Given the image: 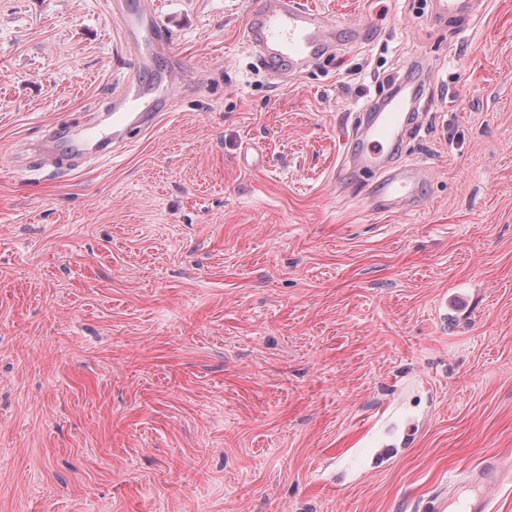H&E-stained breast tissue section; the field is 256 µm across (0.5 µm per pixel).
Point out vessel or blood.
<instances>
[{
    "mask_svg": "<svg viewBox=\"0 0 512 512\" xmlns=\"http://www.w3.org/2000/svg\"><path fill=\"white\" fill-rule=\"evenodd\" d=\"M482 8L483 0H432V16L439 23L475 18ZM119 13L126 34L141 36L143 42L134 66L124 74L119 91L105 106L110 124L103 129L93 121H85L64 146L59 143L58 132H50L37 145L39 154L61 163L84 157L110 158L157 122L158 105L147 101L148 91L137 74L145 70L149 57L168 54V38L153 11L123 7ZM244 35L268 71L299 73L329 50L336 40V29L323 13L307 6L304 0H250ZM419 119L412 100L400 95L359 118L351 171L378 176L379 182L370 193L378 210L395 212L423 197L424 175L420 167L399 171L392 168L396 146L409 130L418 126ZM500 471L499 462L488 461L469 472L464 485L471 494L460 502L462 512H490L485 488Z\"/></svg>",
    "mask_w": 512,
    "mask_h": 512,
    "instance_id": "1",
    "label": "vessel or blood"
}]
</instances>
